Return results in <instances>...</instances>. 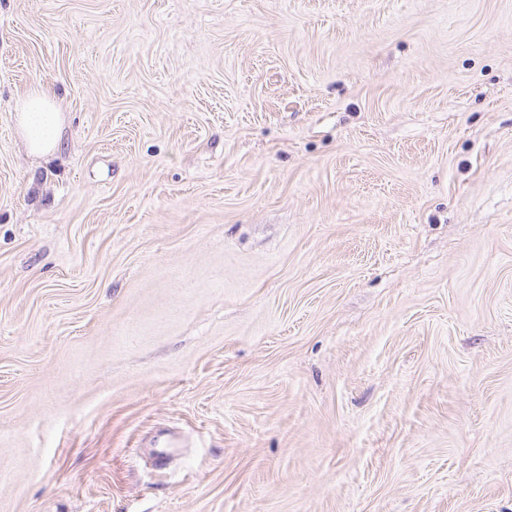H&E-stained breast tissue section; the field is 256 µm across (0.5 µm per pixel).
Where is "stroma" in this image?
Masks as SVG:
<instances>
[{
	"mask_svg": "<svg viewBox=\"0 0 512 512\" xmlns=\"http://www.w3.org/2000/svg\"><path fill=\"white\" fill-rule=\"evenodd\" d=\"M0 512H512V0H0ZM17 112L29 154L35 158L51 154L63 128V115L56 103L35 88L18 102Z\"/></svg>",
	"mask_w": 512,
	"mask_h": 512,
	"instance_id": "obj_1",
	"label": "stroma"
}]
</instances>
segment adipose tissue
Instances as JSON below:
<instances>
[{
  "instance_id": "adipose-tissue-1",
  "label": "adipose tissue",
  "mask_w": 512,
  "mask_h": 512,
  "mask_svg": "<svg viewBox=\"0 0 512 512\" xmlns=\"http://www.w3.org/2000/svg\"><path fill=\"white\" fill-rule=\"evenodd\" d=\"M22 137L31 156L41 158L56 148L63 128V115L51 99L34 89L18 103Z\"/></svg>"
}]
</instances>
